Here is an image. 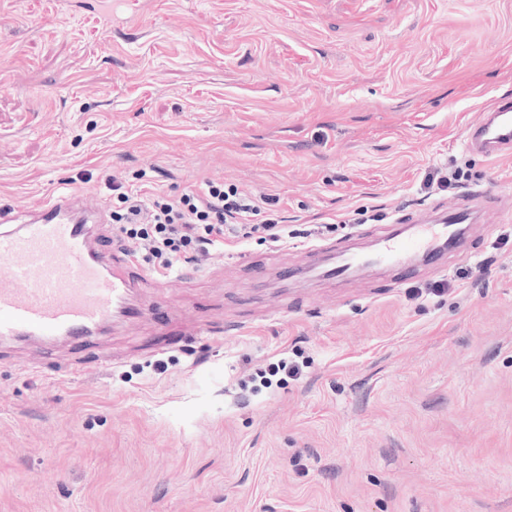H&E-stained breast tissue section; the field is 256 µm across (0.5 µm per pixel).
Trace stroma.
<instances>
[{"mask_svg": "<svg viewBox=\"0 0 512 512\" xmlns=\"http://www.w3.org/2000/svg\"><path fill=\"white\" fill-rule=\"evenodd\" d=\"M112 10L0 0V204L214 180L299 234L138 263L141 317L96 344L0 345V512H512V154L465 149L512 97V0ZM436 167L493 201L463 254L308 275L313 244L456 204Z\"/></svg>", "mask_w": 512, "mask_h": 512, "instance_id": "stroma-1", "label": "stroma"}]
</instances>
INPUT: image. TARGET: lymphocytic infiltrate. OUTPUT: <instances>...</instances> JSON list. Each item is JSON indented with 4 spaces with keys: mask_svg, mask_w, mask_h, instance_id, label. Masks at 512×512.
<instances>
[{
    "mask_svg": "<svg viewBox=\"0 0 512 512\" xmlns=\"http://www.w3.org/2000/svg\"><path fill=\"white\" fill-rule=\"evenodd\" d=\"M112 189L120 204L113 222L120 224L124 241L133 244L134 256L163 278L180 264L223 247L225 233L248 239L262 232L273 243L289 236L287 225L274 217L275 198L249 197L232 185L209 181L201 191L178 197H148L119 183Z\"/></svg>",
    "mask_w": 512,
    "mask_h": 512,
    "instance_id": "f902f5d3",
    "label": "lymphocytic infiltrate"
}]
</instances>
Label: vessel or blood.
Segmentation results:
<instances>
[{"mask_svg": "<svg viewBox=\"0 0 512 512\" xmlns=\"http://www.w3.org/2000/svg\"><path fill=\"white\" fill-rule=\"evenodd\" d=\"M469 153L494 158L512 153V98L496 99L466 132ZM486 193L471 191L451 210L423 214L373 252L344 247L327 274L341 280L361 267L401 266L408 259L452 249L463 225L480 222ZM101 211L86 208L72 191L56 190L36 212L0 207V342L46 344L59 338L88 342L114 318L132 313L139 280L132 259L107 258L96 247Z\"/></svg>", "mask_w": 512, "mask_h": 512, "instance_id": "vessel-or-blood-1", "label": "vessel or blood"}]
</instances>
